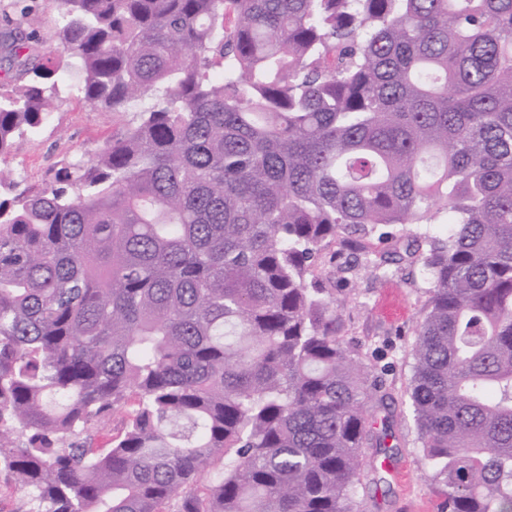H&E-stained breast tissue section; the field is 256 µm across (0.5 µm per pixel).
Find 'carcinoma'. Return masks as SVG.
Here are the masks:
<instances>
[{
	"instance_id": "obj_1",
	"label": "carcinoma",
	"mask_w": 512,
	"mask_h": 512,
	"mask_svg": "<svg viewBox=\"0 0 512 512\" xmlns=\"http://www.w3.org/2000/svg\"><path fill=\"white\" fill-rule=\"evenodd\" d=\"M0 39V157L59 93L137 121L0 171V473L23 512H360L383 371L308 282L405 246L408 388L448 512H512V0H58ZM115 415L123 427L95 445ZM57 0H26L17 4V0H0V32L9 28L13 21L19 18V10L27 5L32 22L24 27L27 32H32L33 46L41 54L54 52L56 42L53 40V32L58 19Z\"/></svg>"
}]
</instances>
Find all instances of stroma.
Instances as JSON below:
<instances>
[{
  "label": "stroma",
  "mask_w": 512,
  "mask_h": 512,
  "mask_svg": "<svg viewBox=\"0 0 512 512\" xmlns=\"http://www.w3.org/2000/svg\"><path fill=\"white\" fill-rule=\"evenodd\" d=\"M24 6L32 15L28 30L34 36L36 51H55L56 0H26L22 5L17 0H0V32L19 18ZM134 118L131 112L96 110L76 93H62L46 125L38 134L18 139L13 151L0 159V169L18 180L40 182L48 169L61 167L101 146L104 139L120 135ZM416 230L413 224L396 226L395 239L368 237L357 253L340 242L330 243L310 274L311 279L343 299L339 314L345 342L359 348L367 361L383 368L384 389L394 399L391 409L375 406L370 410L372 421L390 427L387 444L394 460L387 472L366 468L359 495L361 512H444L443 486L424 476L407 394L413 330L428 303V287L419 269L404 262L388 265L386 273L374 278L360 267L366 255L392 253L398 242ZM348 264L353 267L349 273L344 270Z\"/></svg>",
  "instance_id": "1"
}]
</instances>
